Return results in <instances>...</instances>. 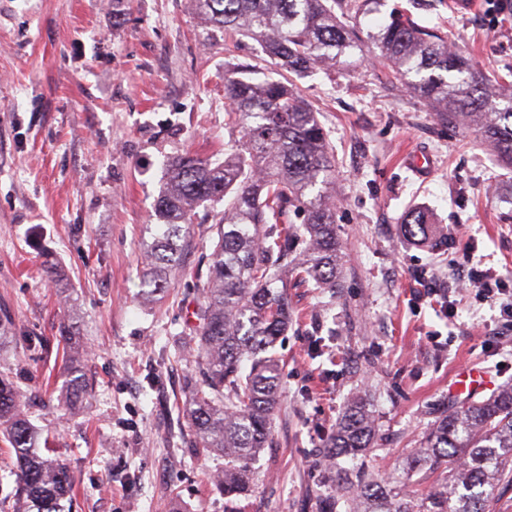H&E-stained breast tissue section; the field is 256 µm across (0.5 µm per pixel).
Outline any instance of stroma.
<instances>
[{"label": "stroma", "instance_id": "1", "mask_svg": "<svg viewBox=\"0 0 512 512\" xmlns=\"http://www.w3.org/2000/svg\"><path fill=\"white\" fill-rule=\"evenodd\" d=\"M452 2L378 0L361 24L408 11L485 75L512 82V0L467 13ZM260 57L247 37L227 52L191 0H0V367L32 394L30 423L74 475L72 512H323L335 473L321 450L353 395L377 422L365 465L384 476L455 400L460 373L488 374L481 400L512 383L500 302L459 288L452 268L467 249L472 266L512 283V169L374 61L292 77L335 155L336 285L289 286L273 445L251 462V491L216 490L224 459L190 448L180 407L196 370L194 273L208 264L215 220L193 224L150 303L141 242L158 221L163 161L223 159L224 73ZM420 156L432 168L418 175ZM418 208L433 216L435 244L401 232ZM421 281L434 296L415 297ZM71 318L91 350L94 396L69 409L56 336Z\"/></svg>", "mask_w": 512, "mask_h": 512}]
</instances>
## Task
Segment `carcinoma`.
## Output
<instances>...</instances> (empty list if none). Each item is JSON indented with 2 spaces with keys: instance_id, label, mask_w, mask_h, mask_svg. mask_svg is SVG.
I'll return each mask as SVG.
<instances>
[{
  "instance_id": "1",
  "label": "carcinoma",
  "mask_w": 512,
  "mask_h": 512,
  "mask_svg": "<svg viewBox=\"0 0 512 512\" xmlns=\"http://www.w3.org/2000/svg\"><path fill=\"white\" fill-rule=\"evenodd\" d=\"M375 0H192L194 13L233 40L245 36L289 72L304 76L334 64L366 43L376 61L432 111L487 141L498 161L512 167V93L490 88L465 58L448 47L437 29L416 24L402 12L377 31L360 18ZM256 66L239 62L224 75L230 128L242 141L224 160L185 152L166 165L155 210L162 224L146 227L143 253L149 270L145 294L157 295L167 271L180 264L184 243L205 203H224L213 242V262L196 311L195 358L200 381L191 383L186 410L191 447L228 459L214 477L231 498L250 489V462L270 446L278 405L279 360L269 353L288 328V295L278 272L288 254L302 248L291 274L318 288L336 285L335 157L316 113L288 85L253 77ZM300 220L296 224L293 219ZM428 211L402 219V234L425 241ZM60 331L72 375L69 401L91 397L85 382L88 350ZM31 397L0 373V438L17 460L15 487L0 500V512H64L75 479L39 448L40 436L27 419ZM376 429L366 403L352 399L323 448L332 464L366 456ZM413 470L438 480L424 492V506L404 488ZM512 484V385L480 402L454 401L406 459L401 472L380 478L360 469L338 471L336 500L344 512H488L496 490Z\"/></svg>"
}]
</instances>
